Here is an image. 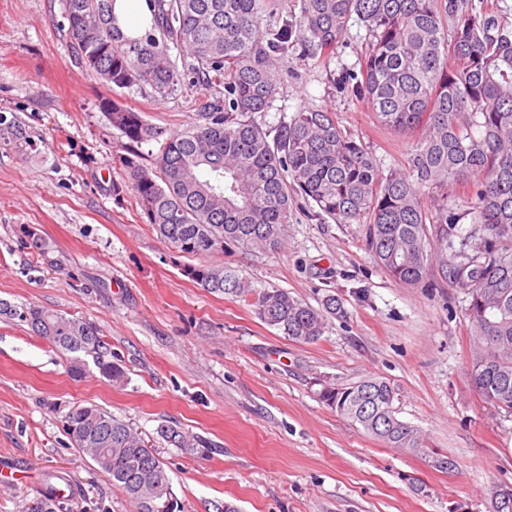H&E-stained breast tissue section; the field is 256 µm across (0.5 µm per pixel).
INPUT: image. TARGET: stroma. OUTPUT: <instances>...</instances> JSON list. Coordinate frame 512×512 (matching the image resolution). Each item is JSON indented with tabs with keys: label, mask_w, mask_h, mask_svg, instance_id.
I'll list each match as a JSON object with an SVG mask.
<instances>
[{
	"label": "stroma",
	"mask_w": 512,
	"mask_h": 512,
	"mask_svg": "<svg viewBox=\"0 0 512 512\" xmlns=\"http://www.w3.org/2000/svg\"><path fill=\"white\" fill-rule=\"evenodd\" d=\"M63 12L64 0H0V117L24 135L0 140V299L92 322L125 378L112 383L91 362L72 377L69 354L0 319V465L18 477L0 488V512H24L53 472L76 492L59 512H131L63 431L64 413L86 401L142 433L184 512H491L493 488L512 484V415L469 382L467 293L436 270L432 289L394 281L363 225L321 220L301 200L284 250L211 261L314 307L336 295L345 318L297 343L246 302L199 288L182 272L188 257L157 237L125 187L123 137L100 108L110 91L75 63ZM366 41L353 20L327 63L295 50L278 58V93L257 123L272 130L299 109H326L382 168L402 165L410 139L332 87ZM210 94L185 82L162 100L136 88L119 100L178 132ZM24 225L48 242L47 257L25 249ZM369 376L396 388L398 415L424 433V447H387L318 396L324 384ZM167 423L212 452L169 445L157 434ZM439 457L454 469L437 468Z\"/></svg>",
	"instance_id": "1"
}]
</instances>
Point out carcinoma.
I'll return each instance as SVG.
<instances>
[{"label":"carcinoma","instance_id":"cac0c4a2","mask_svg":"<svg viewBox=\"0 0 512 512\" xmlns=\"http://www.w3.org/2000/svg\"><path fill=\"white\" fill-rule=\"evenodd\" d=\"M116 0H64V22L75 62L112 92L137 87L165 98L184 80L214 90L195 122L171 133L144 113L112 99L106 116L127 139L122 163L149 224L180 254L202 259L183 273L209 293L253 306L258 317L295 342L318 340L331 317L346 315L327 295L312 307L280 288L259 290L235 270L204 261L236 250L284 247L295 198L316 216L365 224L366 242L396 282L426 287L434 266L448 285L469 296L470 382L486 402L512 413V27L497 5L472 0H300L276 27L262 15L280 0H148L150 29L127 36ZM357 18L368 42L338 80L367 101L395 133L417 138L405 163L383 172L362 142L324 109L306 108L271 133L254 120L274 100L276 56L297 47L322 63L334 55L348 22ZM185 49L177 64L170 45ZM163 142L155 162L140 147ZM431 191L424 205L421 188ZM464 207H448L456 190ZM470 228L461 233L463 221ZM25 248L48 245L31 226ZM0 316L26 324L36 336L81 356L123 381L120 366L90 322L38 305L0 300ZM320 397L357 427L391 448H420L423 436L396 415L397 392L382 378L325 386ZM70 441L112 478L134 512H182L164 462L131 424L93 403L64 416ZM158 435L176 448H209L207 440L163 425Z\"/></svg>","mask_w":512,"mask_h":512}]
</instances>
